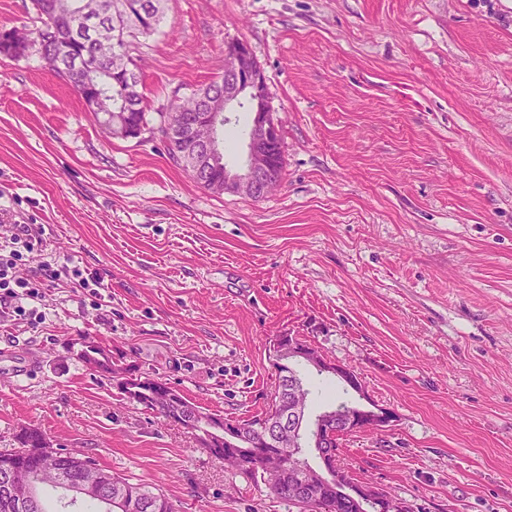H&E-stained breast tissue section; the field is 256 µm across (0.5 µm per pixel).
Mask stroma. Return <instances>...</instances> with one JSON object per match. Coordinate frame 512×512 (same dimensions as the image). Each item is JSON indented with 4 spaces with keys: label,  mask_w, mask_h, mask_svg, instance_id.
<instances>
[{
    "label": "stroma",
    "mask_w": 512,
    "mask_h": 512,
    "mask_svg": "<svg viewBox=\"0 0 512 512\" xmlns=\"http://www.w3.org/2000/svg\"><path fill=\"white\" fill-rule=\"evenodd\" d=\"M246 43L279 122L268 197L216 194L151 129ZM149 128L106 134L38 54L0 55V204L42 243L0 346V448L51 434L178 512H296L128 402L94 342L228 419L265 410L272 339L305 337L392 411L339 456L415 512H512V0H168L139 38ZM97 274L98 297L60 276ZM297 368L309 405L335 377Z\"/></svg>",
    "instance_id": "35a3bbf8"
}]
</instances>
